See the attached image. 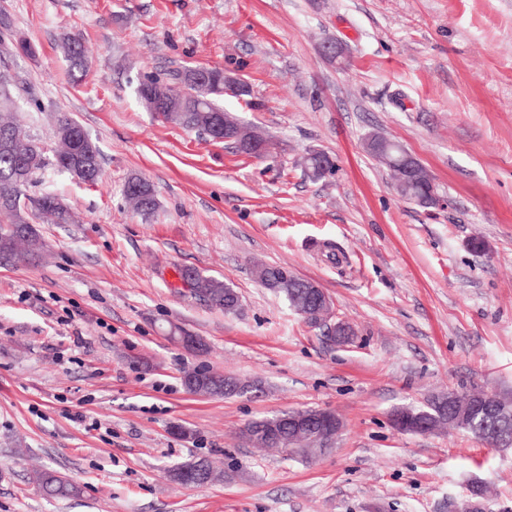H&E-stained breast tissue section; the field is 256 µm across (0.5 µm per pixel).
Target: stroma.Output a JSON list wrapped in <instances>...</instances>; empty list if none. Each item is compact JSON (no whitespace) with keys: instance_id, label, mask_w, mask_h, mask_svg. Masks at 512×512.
<instances>
[{"instance_id":"35a3bbf8","label":"stroma","mask_w":512,"mask_h":512,"mask_svg":"<svg viewBox=\"0 0 512 512\" xmlns=\"http://www.w3.org/2000/svg\"><path fill=\"white\" fill-rule=\"evenodd\" d=\"M36 59L0 53L18 119L46 146L57 116L100 149L90 187L50 167L26 189L60 195L80 218L41 224L44 261L0 265V512H448L473 486L512 512V448L459 430H397L396 408L448 389L512 397V0H0ZM82 38L73 81L59 40ZM341 40L343 64L322 43ZM185 66L238 71L250 102L225 110L278 147L263 159L157 120L141 75ZM397 139L444 203L403 200L365 136ZM316 148L335 175L310 180ZM154 185L143 218L128 177ZM480 238L484 249L473 252ZM343 253L330 259L328 245ZM326 291L358 333L340 347L254 278V260ZM223 278L227 314L177 271ZM200 337L193 355L170 341ZM207 367L249 384L189 392ZM329 409L337 440L285 458L239 437L284 410ZM98 428H90V421ZM205 458L221 482L172 484L162 468ZM48 468L77 483L44 496ZM133 179H135V176H131L126 181V184L123 189L124 199L130 205L134 212H136L137 214L144 218H149L156 212L158 203L156 202V199H154L152 206H147L141 194L136 192L140 189V186H133V189L136 191L131 189L130 181Z\"/></svg>"}]
</instances>
